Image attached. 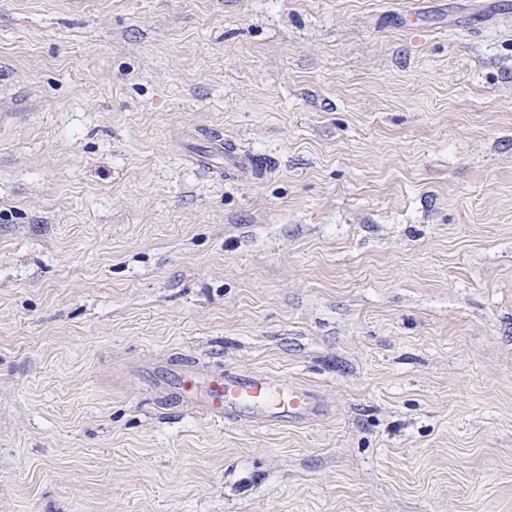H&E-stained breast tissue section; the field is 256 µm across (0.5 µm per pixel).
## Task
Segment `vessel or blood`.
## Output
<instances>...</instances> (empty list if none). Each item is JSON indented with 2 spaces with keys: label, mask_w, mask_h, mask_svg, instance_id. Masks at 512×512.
<instances>
[{
  "label": "vessel or blood",
  "mask_w": 512,
  "mask_h": 512,
  "mask_svg": "<svg viewBox=\"0 0 512 512\" xmlns=\"http://www.w3.org/2000/svg\"><path fill=\"white\" fill-rule=\"evenodd\" d=\"M218 158L223 159L225 168L243 180L253 179L267 168L264 159L238 152L216 134L209 137L200 160L210 165ZM177 391L183 402L193 404L217 422L259 418L276 424L288 423L313 413L316 407L315 398L308 390L290 384H272L258 372H215L209 378L205 394L200 396L192 372L184 371L177 378Z\"/></svg>",
  "instance_id": "obj_1"
}]
</instances>
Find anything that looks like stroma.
I'll return each mask as SVG.
<instances>
[{"label": "stroma", "mask_w": 512, "mask_h": 512, "mask_svg": "<svg viewBox=\"0 0 512 512\" xmlns=\"http://www.w3.org/2000/svg\"><path fill=\"white\" fill-rule=\"evenodd\" d=\"M0 512H512V8L0 0ZM207 142L208 146L205 153L200 156V161L211 169L222 170V167L218 166L214 160L224 158V169L232 170L240 179L250 180L269 168V165L261 157L242 154L230 144L225 143L224 145L223 138L218 134L209 136ZM179 398L193 404L214 421L249 420L288 423L313 413L314 396L291 384L275 385L258 372L218 371L213 373L205 394L198 398L193 373L182 371L177 378Z\"/></svg>", "instance_id": "1"}]
</instances>
